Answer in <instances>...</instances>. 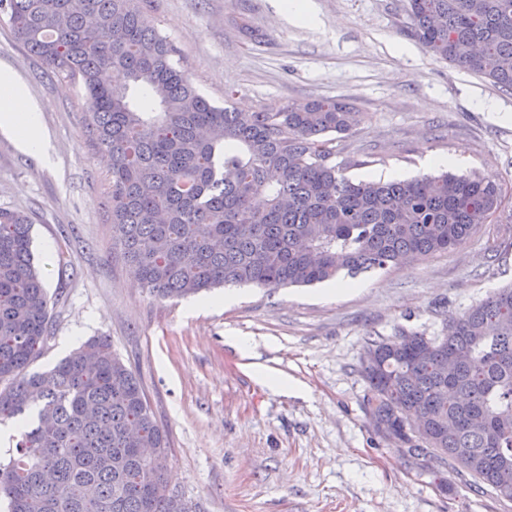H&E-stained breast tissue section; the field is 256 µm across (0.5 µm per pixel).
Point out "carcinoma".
I'll list each match as a JSON object with an SVG mask.
<instances>
[{
    "label": "carcinoma",
    "instance_id": "1",
    "mask_svg": "<svg viewBox=\"0 0 512 512\" xmlns=\"http://www.w3.org/2000/svg\"><path fill=\"white\" fill-rule=\"evenodd\" d=\"M153 10V0H0V20L47 70L80 81L87 128L112 159V240L153 296L401 266L458 247L500 213L499 188L476 176H345L332 135L360 122L346 103L212 104ZM406 13L425 52L512 90V0H407ZM113 73L124 84L102 78ZM32 224L0 208V421L19 433L0 461L8 512H197L140 453L164 455L168 437L107 337L29 371L53 318ZM372 350L366 407L383 436L512 501V287L450 317L441 336L400 328ZM411 414L426 424L417 435Z\"/></svg>",
    "mask_w": 512,
    "mask_h": 512
}]
</instances>
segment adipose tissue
Returning <instances> with one entry per match:
<instances>
[{"label": "adipose tissue", "instance_id": "1", "mask_svg": "<svg viewBox=\"0 0 512 512\" xmlns=\"http://www.w3.org/2000/svg\"><path fill=\"white\" fill-rule=\"evenodd\" d=\"M40 103L9 71H0V130L18 136L25 151L43 153L47 139L40 129Z\"/></svg>", "mask_w": 512, "mask_h": 512}]
</instances>
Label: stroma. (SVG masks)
<instances>
[{"label": "stroma", "mask_w": 512, "mask_h": 512, "mask_svg": "<svg viewBox=\"0 0 512 512\" xmlns=\"http://www.w3.org/2000/svg\"><path fill=\"white\" fill-rule=\"evenodd\" d=\"M307 5V23L285 14L282 0H157L153 16L212 103L228 91L246 111L344 101L361 114L335 139L352 180L432 175L425 155H460L455 174L498 184L512 215V91L427 54L407 32L406 0ZM0 68L42 103L48 140L47 154H32L0 131V206L34 213L32 249L54 302L34 369L109 337L167 432L173 485L202 512H512L468 474L447 472L440 487L427 458L378 433L361 373L367 340L400 327L441 334L449 315L512 285V222L363 273L338 295L323 282L236 286L219 307L220 288L162 301L112 246L111 162L86 130L80 85L46 76L1 23ZM260 368L287 389L262 382Z\"/></svg>", "instance_id": "stroma-1"}]
</instances>
